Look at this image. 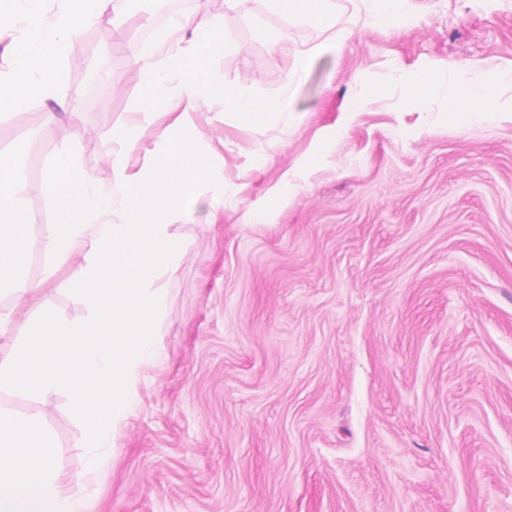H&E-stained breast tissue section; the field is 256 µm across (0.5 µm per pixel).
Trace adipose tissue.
<instances>
[{
  "label": "adipose tissue",
  "instance_id": "adipose-tissue-1",
  "mask_svg": "<svg viewBox=\"0 0 512 512\" xmlns=\"http://www.w3.org/2000/svg\"><path fill=\"white\" fill-rule=\"evenodd\" d=\"M93 20L88 0H61L52 14L46 11V0H5L0 6V35L11 36L13 51L7 65L0 67V111H17L37 99L62 103L64 51ZM441 76L456 85L448 109L460 125L499 111L493 91L512 85L511 67L480 81L461 82L456 68L445 61L419 80H407L400 72L395 79L409 98L417 100ZM57 453L40 414L0 411V512H86L82 499L57 489Z\"/></svg>",
  "mask_w": 512,
  "mask_h": 512
}]
</instances>
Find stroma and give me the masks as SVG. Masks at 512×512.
<instances>
[{
	"instance_id": "stroma-1",
	"label": "stroma",
	"mask_w": 512,
	"mask_h": 512,
	"mask_svg": "<svg viewBox=\"0 0 512 512\" xmlns=\"http://www.w3.org/2000/svg\"><path fill=\"white\" fill-rule=\"evenodd\" d=\"M330 7L354 35L311 60L288 123L248 126L201 100L158 117L129 157V174L145 171L167 128H192L238 194L171 221L183 255L160 271L165 359L143 371L111 468L87 475L65 393L0 392V409L43 413L58 488L88 512H512V112L462 128L444 89L414 101L393 79L440 61L512 65V0H407L384 27L367 25L365 0ZM185 11L221 22L214 75L246 96L284 90L291 61L270 33L312 40L271 0ZM167 35L154 10L108 0L65 50L58 120L39 100L0 113V149L28 144V276L68 320L86 310L69 263L46 274L45 171L70 148L109 183L102 147L137 120L135 61ZM107 39L112 75L86 107L85 67ZM340 127L335 152L315 158Z\"/></svg>"
}]
</instances>
